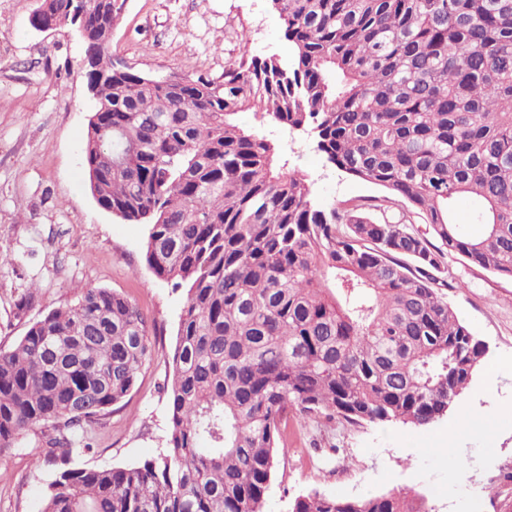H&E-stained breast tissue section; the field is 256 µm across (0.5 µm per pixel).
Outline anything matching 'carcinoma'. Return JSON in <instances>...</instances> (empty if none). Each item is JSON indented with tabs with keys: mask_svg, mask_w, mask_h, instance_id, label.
<instances>
[{
	"mask_svg": "<svg viewBox=\"0 0 512 512\" xmlns=\"http://www.w3.org/2000/svg\"><path fill=\"white\" fill-rule=\"evenodd\" d=\"M94 2L90 193L150 222L146 264L187 294L156 458L76 463L152 352L130 300L89 290L0 350V454L55 431L37 457L53 476L41 512H265L288 413L434 423L485 357L445 300L447 256L512 280V0H270L288 59L245 53L222 82L113 68L126 0ZM41 8L60 19L73 4ZM246 111L311 131L329 163L386 195L316 206L306 176L236 124ZM461 195L476 234L452 220ZM296 512L430 510L390 491Z\"/></svg>",
	"mask_w": 512,
	"mask_h": 512,
	"instance_id": "obj_1",
	"label": "carcinoma"
}]
</instances>
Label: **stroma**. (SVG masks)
I'll list each match as a JSON object with an SVG mask.
<instances>
[{
	"instance_id": "35a3bbf8",
	"label": "stroma",
	"mask_w": 512,
	"mask_h": 512,
	"mask_svg": "<svg viewBox=\"0 0 512 512\" xmlns=\"http://www.w3.org/2000/svg\"><path fill=\"white\" fill-rule=\"evenodd\" d=\"M38 0H0V349L15 346L28 326L87 290L106 288L135 303L148 320L153 354L133 390L95 424L89 466L121 467L158 456L168 436V388L185 292L148 269V226L100 209L91 196L83 148L93 102L84 46L73 28L49 32L29 23ZM109 51L132 71L222 79L243 52L288 54L282 21L269 0H127ZM238 124L268 140L283 172L298 170L317 203L382 195L326 162L316 141L252 112ZM457 285L447 300L487 347L485 368L438 422L417 429L399 423L348 427L289 416L284 455L267 492L265 512H290L296 497L316 491L358 498L404 489L426 496L431 512H457L472 465L486 486L485 512H512V280L448 259ZM35 296L25 311L16 303ZM501 367L488 381V367ZM473 420L453 425L460 410ZM454 444L466 465L449 461ZM41 433L19 437L0 455V512H39L51 473L38 466Z\"/></svg>"
}]
</instances>
